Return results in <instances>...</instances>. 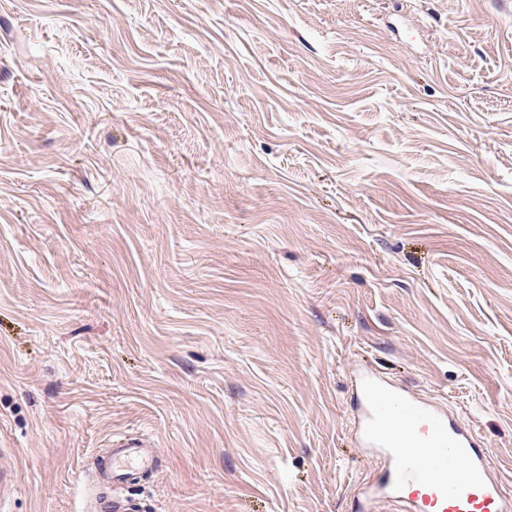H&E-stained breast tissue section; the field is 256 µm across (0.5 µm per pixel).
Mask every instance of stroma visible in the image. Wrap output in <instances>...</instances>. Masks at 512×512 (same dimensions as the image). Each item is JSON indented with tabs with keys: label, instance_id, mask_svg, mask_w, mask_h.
<instances>
[{
	"label": "stroma",
	"instance_id": "1",
	"mask_svg": "<svg viewBox=\"0 0 512 512\" xmlns=\"http://www.w3.org/2000/svg\"><path fill=\"white\" fill-rule=\"evenodd\" d=\"M364 372L512 491V0H0V512H356ZM161 460L156 442L140 437L116 436L110 439L107 448L96 457L94 481L103 485L109 492L93 499L88 509L94 512H144L141 498L133 493H112V483L116 479H131L139 472H150Z\"/></svg>",
	"mask_w": 512,
	"mask_h": 512
}]
</instances>
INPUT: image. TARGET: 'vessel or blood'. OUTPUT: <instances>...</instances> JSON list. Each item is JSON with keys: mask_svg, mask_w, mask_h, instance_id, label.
Here are the masks:
<instances>
[{"mask_svg": "<svg viewBox=\"0 0 512 512\" xmlns=\"http://www.w3.org/2000/svg\"><path fill=\"white\" fill-rule=\"evenodd\" d=\"M356 411L361 445L376 449L383 460L362 493L359 512H374L381 501L392 504L393 512H512V493L468 424L370 374L358 380ZM160 459L153 440L111 438L93 471L108 492L94 498L92 512H144L141 498L110 487L153 470Z\"/></svg>", "mask_w": 512, "mask_h": 512, "instance_id": "1", "label": "vessel or blood"}]
</instances>
